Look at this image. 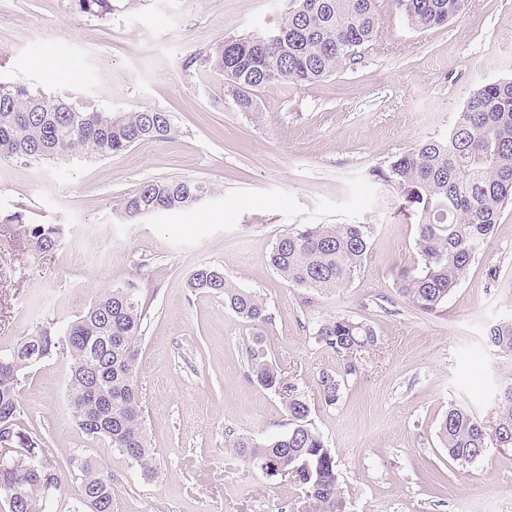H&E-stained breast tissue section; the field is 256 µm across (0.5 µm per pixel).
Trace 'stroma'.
<instances>
[{
    "instance_id": "obj_1",
    "label": "stroma",
    "mask_w": 512,
    "mask_h": 512,
    "mask_svg": "<svg viewBox=\"0 0 512 512\" xmlns=\"http://www.w3.org/2000/svg\"><path fill=\"white\" fill-rule=\"evenodd\" d=\"M288 4L115 0L100 20L68 0H0V83L71 94L116 116L161 109L178 128L105 159L0 160V354L39 327L63 331L100 293L135 283L145 311L136 385L156 469L143 474L81 432L66 354L29 370L26 415L59 465L82 450L112 474V512H309L292 478L266 477L228 446L291 428L282 395L250 376L246 350L259 335L332 448L349 512H456L465 501L512 512V448L453 461L437 437L449 405L487 417L512 381V355L485 339L512 319V203L465 281L428 314L397 288L420 264L416 226L371 175L420 140L447 136L479 83L512 78V0H468L448 25L424 30L379 0L378 37L361 65L315 84L270 85L256 114L238 112L223 76L189 60L224 37L271 28ZM161 178L211 191L190 208L126 223L123 199ZM15 212L62 225L60 247L36 252L5 223ZM305 224L370 225L348 287H292L269 266L275 242ZM203 266L263 298L270 322L252 326L223 297L191 292ZM333 316L366 322L376 342L329 406L318 379L343 361L315 341L314 326Z\"/></svg>"
}]
</instances>
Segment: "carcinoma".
Wrapping results in <instances>:
<instances>
[{
  "instance_id": "1",
  "label": "carcinoma",
  "mask_w": 512,
  "mask_h": 512,
  "mask_svg": "<svg viewBox=\"0 0 512 512\" xmlns=\"http://www.w3.org/2000/svg\"><path fill=\"white\" fill-rule=\"evenodd\" d=\"M409 26H442L457 17L466 0H394ZM74 11L107 19L113 0H71ZM378 0H291L288 12L263 33L229 36L199 61L224 76L239 112L258 110L253 92L272 83L313 84L359 63V48L378 33ZM177 133L170 113L143 108L112 114L70 96H48L21 84H0V159L40 162L67 156L108 158L145 141L162 142ZM397 194L399 208L417 224L420 269L402 277L400 293L419 310L432 313L467 277L481 246L493 234L502 208L512 203V79L479 85L469 94L448 135L419 142L370 171ZM205 194L203 185L184 179H153L125 197L130 223L158 212L184 210ZM33 247L56 250L63 237L58 224H26L10 216ZM371 236L366 224H309L279 238L269 263L293 286L332 291L349 285L364 265ZM188 287L224 296V303L253 326L270 320L266 303L233 286L224 270L197 269ZM130 283L101 293L61 334L48 328L25 336L0 356V502L7 512H46L44 485L57 487L62 472L37 430L24 422L21 385L34 365L29 350L50 358L57 351L71 359L68 402L79 428L106 440L145 473L155 459L144 434L135 383L144 310ZM315 340L345 361L344 374L357 372L353 356L371 347L370 326L349 317L322 321ZM490 346L512 355V322L490 326ZM251 376L265 389L288 393V434L270 442L236 437L230 447L268 477L292 476L305 489L315 512H346L332 450L312 427L311 409L297 388L285 382L267 359L263 338L247 349ZM319 393L327 405L339 399L340 380L324 373ZM438 438L452 460L471 462L491 445L512 448V383L500 392L491 415L475 416L452 404ZM68 469L77 473L73 512H112V475L76 453Z\"/></svg>"
}]
</instances>
